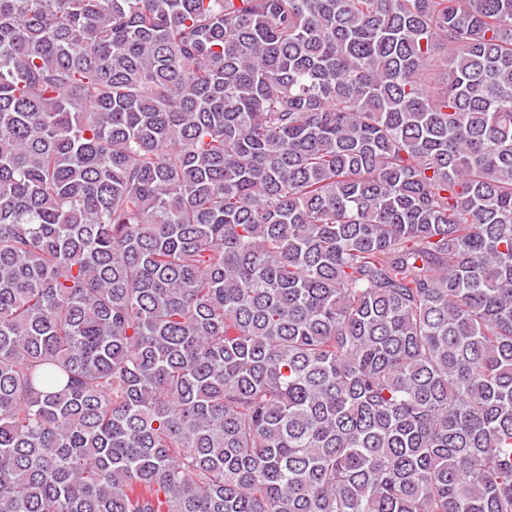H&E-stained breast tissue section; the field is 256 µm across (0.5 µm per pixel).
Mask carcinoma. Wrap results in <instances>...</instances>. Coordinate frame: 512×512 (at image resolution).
Instances as JSON below:
<instances>
[{"mask_svg":"<svg viewBox=\"0 0 512 512\" xmlns=\"http://www.w3.org/2000/svg\"><path fill=\"white\" fill-rule=\"evenodd\" d=\"M0 512H512V0H0Z\"/></svg>","mask_w":512,"mask_h":512,"instance_id":"cac0c4a2","label":"carcinoma"}]
</instances>
